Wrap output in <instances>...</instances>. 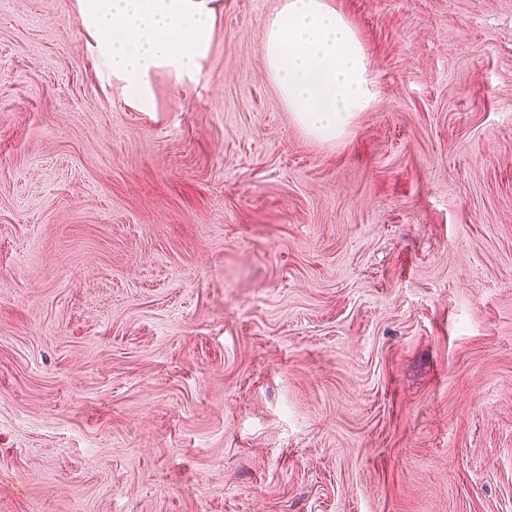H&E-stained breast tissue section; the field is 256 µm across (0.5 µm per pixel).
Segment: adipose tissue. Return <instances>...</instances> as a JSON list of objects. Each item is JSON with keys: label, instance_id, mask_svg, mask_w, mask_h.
Masks as SVG:
<instances>
[{"label": "adipose tissue", "instance_id": "1", "mask_svg": "<svg viewBox=\"0 0 512 512\" xmlns=\"http://www.w3.org/2000/svg\"><path fill=\"white\" fill-rule=\"evenodd\" d=\"M78 13L97 62L144 112L154 108L152 73H199L216 17L215 0H78ZM263 54L283 102L313 137H340L374 103L363 45L328 0H283L266 23Z\"/></svg>", "mask_w": 512, "mask_h": 512}]
</instances>
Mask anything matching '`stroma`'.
<instances>
[{
	"label": "stroma",
	"instance_id": "35a3bbf8",
	"mask_svg": "<svg viewBox=\"0 0 512 512\" xmlns=\"http://www.w3.org/2000/svg\"><path fill=\"white\" fill-rule=\"evenodd\" d=\"M374 106L282 102V0L127 104L0 0V512H512V0H329Z\"/></svg>",
	"mask_w": 512,
	"mask_h": 512
}]
</instances>
